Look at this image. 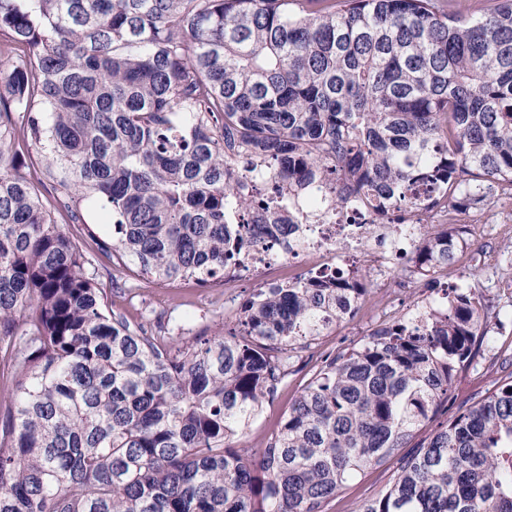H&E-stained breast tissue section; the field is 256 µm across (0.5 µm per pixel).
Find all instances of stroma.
<instances>
[{
  "label": "stroma",
  "mask_w": 512,
  "mask_h": 512,
  "mask_svg": "<svg viewBox=\"0 0 512 512\" xmlns=\"http://www.w3.org/2000/svg\"><path fill=\"white\" fill-rule=\"evenodd\" d=\"M471 242L473 251L489 256L480 277L483 293L490 301L499 304L506 326L484 343L469 371L459 377L455 385V398L460 404L472 402L491 390L496 378L512 372V289L503 287L501 283L503 269L512 266V205L493 206L475 228ZM373 277L377 286L373 288L368 301L352 320L323 336L317 345L318 351L334 350L345 337L360 338L382 313L406 314L416 301L427 295L423 281L402 277L391 270H374ZM256 283V277L252 276L229 286L217 284L200 288L184 284L175 288L149 287L141 289L138 296L133 298L113 294L112 303L115 310L132 316L150 309L170 318L172 323L198 330L222 322L233 324L235 317L229 308L230 303H240L249 298ZM294 367L287 387L252 426L247 437L250 446L260 445L266 432L280 419L308 379L313 367L308 351L299 352ZM389 475V470L383 467L367 470L327 504L326 512H351L358 501L369 498L377 491Z\"/></svg>",
  "instance_id": "stroma-1"
}]
</instances>
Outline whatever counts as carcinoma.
Masks as SVG:
<instances>
[{"instance_id":"obj_1","label":"carcinoma","mask_w":512,"mask_h":512,"mask_svg":"<svg viewBox=\"0 0 512 512\" xmlns=\"http://www.w3.org/2000/svg\"><path fill=\"white\" fill-rule=\"evenodd\" d=\"M511 201L512 0H0V512H325L390 462L353 512H512V372L426 431L502 325L477 271L440 275ZM324 203L420 225L435 295L321 356L250 448L369 272L261 284L195 334L112 291L222 281ZM310 351L299 350V352L295 354L298 355V357L294 358L293 369L297 371L289 375L288 386L271 405L266 407L262 418L252 426L246 439L250 446L258 448L266 432L280 419L283 411L288 407V403L298 394V391L308 379L310 370L315 361V359L312 361L308 359ZM391 471L385 467H375L365 472L326 506V512H352L358 501L369 498L388 479Z\"/></svg>"}]
</instances>
